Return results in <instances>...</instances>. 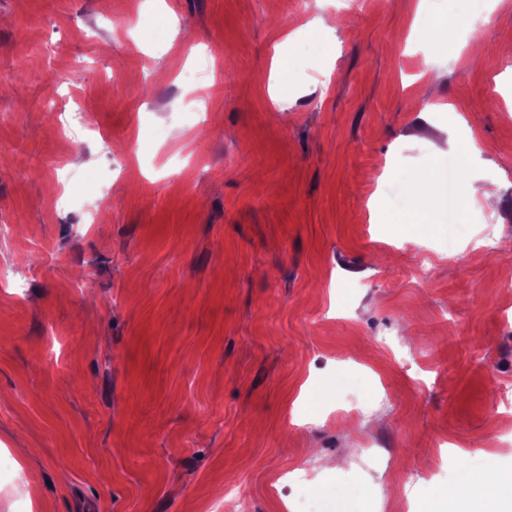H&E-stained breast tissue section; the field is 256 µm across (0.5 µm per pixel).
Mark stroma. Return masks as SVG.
I'll use <instances>...</instances> for the list:
<instances>
[{"mask_svg":"<svg viewBox=\"0 0 512 512\" xmlns=\"http://www.w3.org/2000/svg\"><path fill=\"white\" fill-rule=\"evenodd\" d=\"M320 12L346 25L303 52ZM426 12L485 46L435 49L432 86ZM467 16L0 0V512H224L230 487L246 512H297L347 486L344 512H434L512 472V250L475 246L512 238V0ZM148 19L179 33L123 38ZM209 62L200 127L177 76ZM79 108L107 140L65 143ZM462 123L497 196L461 207L450 249L442 187L414 173Z\"/></svg>","mask_w":512,"mask_h":512,"instance_id":"35a3bbf8","label":"stroma"}]
</instances>
